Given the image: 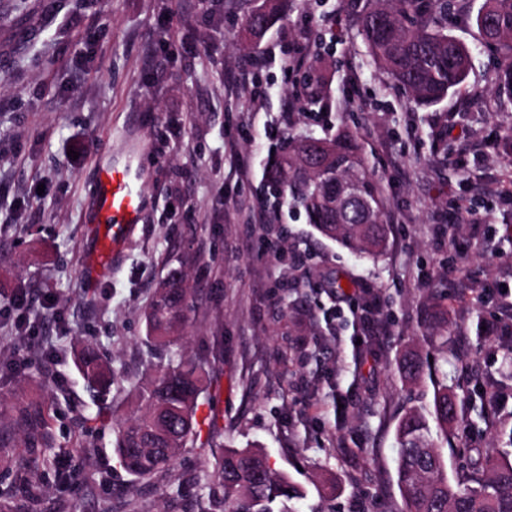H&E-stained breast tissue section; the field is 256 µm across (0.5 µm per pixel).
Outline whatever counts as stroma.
<instances>
[{"mask_svg": "<svg viewBox=\"0 0 512 512\" xmlns=\"http://www.w3.org/2000/svg\"><path fill=\"white\" fill-rule=\"evenodd\" d=\"M259 2L0 0V445L44 458L34 472L0 469L5 512H197L218 486L214 456L253 447L304 491L296 512H401L395 426L433 392L402 381L410 348L467 397L465 422L442 445L449 470L473 448L512 453V313L497 299L499 283L512 286V142L501 137L512 111L493 93L501 58L476 25L484 0H456L449 13L471 69L461 92L430 108L369 65L356 35L364 0L337 10L308 0L254 49L246 22ZM319 55L332 73L325 98L266 136L296 89L295 64ZM244 70L261 98L238 83ZM133 119L146 138L143 221L91 288L83 262L99 163L133 140ZM340 128L379 185L389 239L376 262L266 188L290 139ZM257 206L270 223H253ZM469 210L482 225L455 223ZM174 271L194 291L181 346L205 368L201 431L135 484L113 425L131 416V384L159 357L143 314ZM337 279L357 303L379 294L388 335H361L350 311H336ZM86 339L116 369L97 399L74 364ZM501 382L508 400L489 428L480 389ZM31 402L44 407L51 449L29 435Z\"/></svg>", "mask_w": 512, "mask_h": 512, "instance_id": "35a3bbf8", "label": "stroma"}]
</instances>
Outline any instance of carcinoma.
<instances>
[{
    "instance_id": "1",
    "label": "carcinoma",
    "mask_w": 512,
    "mask_h": 512,
    "mask_svg": "<svg viewBox=\"0 0 512 512\" xmlns=\"http://www.w3.org/2000/svg\"><path fill=\"white\" fill-rule=\"evenodd\" d=\"M297 0H264L249 18V32L258 41L279 13ZM448 0H366L357 19V32L371 63L404 89L419 106L432 107L459 91L469 68L468 49L445 31ZM476 24L487 43L504 55L495 94L512 105V0H485ZM308 84L322 88L327 68L308 65ZM298 139L275 162L270 182L286 200L302 208L321 236L342 247L376 259L384 254L388 237L382 224V202L354 137L340 131L331 139ZM192 294L182 275H168L156 289L144 313L146 340L167 357L150 366L132 391L137 414L118 424L116 453L121 466L136 482L168 468L179 448L198 436V397L203 389L201 363L170 355L181 339ZM86 390L92 396L107 392L112 367L98 347L85 343L75 352ZM402 378L416 381L428 375L433 385L430 406L399 418L397 483L403 512H512V460L475 449V456L453 480L446 460L434 442L430 422L448 436V402L453 417L462 413V400L441 375L419 355L407 353ZM214 473L224 487V512H291L288 501L303 492L288 476L270 468L258 448L229 450L214 460Z\"/></svg>"
}]
</instances>
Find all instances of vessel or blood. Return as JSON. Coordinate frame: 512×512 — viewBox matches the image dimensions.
Listing matches in <instances>:
<instances>
[{
  "label": "vessel or blood",
  "mask_w": 512,
  "mask_h": 512,
  "mask_svg": "<svg viewBox=\"0 0 512 512\" xmlns=\"http://www.w3.org/2000/svg\"><path fill=\"white\" fill-rule=\"evenodd\" d=\"M141 178L140 170L128 161L99 169L91 221L105 233L97 237L83 269L87 283L106 276L113 260L127 247L133 229L141 223Z\"/></svg>",
  "instance_id": "b4317fda"
}]
</instances>
